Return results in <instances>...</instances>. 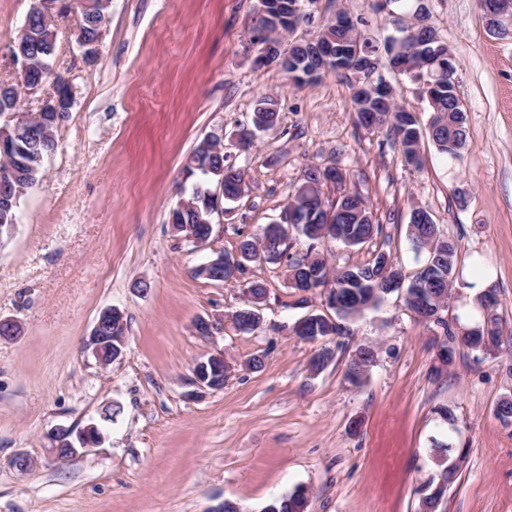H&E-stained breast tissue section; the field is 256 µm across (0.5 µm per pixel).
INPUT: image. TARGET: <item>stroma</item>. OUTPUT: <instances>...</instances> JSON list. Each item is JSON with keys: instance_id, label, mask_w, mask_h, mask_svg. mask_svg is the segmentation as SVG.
Instances as JSON below:
<instances>
[{"instance_id": "1", "label": "stroma", "mask_w": 512, "mask_h": 512, "mask_svg": "<svg viewBox=\"0 0 512 512\" xmlns=\"http://www.w3.org/2000/svg\"><path fill=\"white\" fill-rule=\"evenodd\" d=\"M35 2L0 0L2 83L16 76L9 40ZM339 4L380 41L416 7L399 0L388 14L367 0H312L301 33ZM425 4L455 58L468 148L452 160L425 143L418 170L385 134L356 126L353 74L297 88L276 66H254L247 28L257 0H111L90 64L76 46L77 9L56 15L53 65L73 105L45 179L0 245V318L20 326L0 340V512H210L226 500L261 512L299 486L308 512H418V490L437 471L436 439L469 451L441 512H512V423L496 415L512 396V40L488 32L477 0ZM267 96L278 102L277 125L250 150L232 145ZM211 133L227 139L247 190L213 214L198 248L173 231L169 211L190 195L185 165ZM330 165L343 181L325 185L326 197L360 194L382 230L357 247L328 244L329 264L363 265L385 251L413 275L427 257L410 246L409 212L427 209L458 248L443 317L459 328L474 316L462 276L483 261L499 298L500 353L460 347L436 370L439 328L414 319L395 292L347 335L329 337L334 358L312 371L317 346L293 328L325 307L320 289L288 285L290 260L308 248L298 234L287 257L247 263L233 282L196 276L280 221L289 190ZM255 281L267 293L254 331L228 323L197 335V318L246 307ZM108 307L123 311L127 345L104 371L85 340ZM359 344L377 346L378 358L355 386L345 371ZM215 352L229 366L224 388L200 389L192 366ZM255 357L261 369L248 368ZM109 406L116 415L100 447L66 463L47 457L49 430L81 428ZM19 454L35 467L18 471Z\"/></svg>"}]
</instances>
